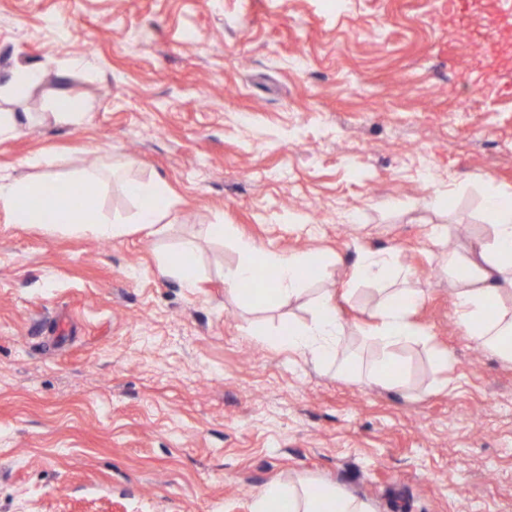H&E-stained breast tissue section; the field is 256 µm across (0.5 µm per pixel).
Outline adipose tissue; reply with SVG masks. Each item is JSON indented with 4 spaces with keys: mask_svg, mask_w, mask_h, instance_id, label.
Segmentation results:
<instances>
[{
    "mask_svg": "<svg viewBox=\"0 0 512 512\" xmlns=\"http://www.w3.org/2000/svg\"><path fill=\"white\" fill-rule=\"evenodd\" d=\"M50 180L31 181L0 172V208L7 210L17 224H49L73 235L92 233L116 238L126 232L121 224H103L95 217L94 205L77 198L69 207L53 204L34 206L45 197ZM125 190L139 203L136 221L142 226L158 224L169 214L172 203L165 189L156 182L126 181ZM490 224L483 236L466 241L459 249L444 255L448 281L459 308L462 331L478 346L512 361V195L489 198ZM238 262L224 272L230 294H238L241 282L253 277L259 267L276 270L277 280L270 290L274 300L308 298L310 322L289 326L287 334L270 335L277 347L306 354L317 363H337L338 373L354 378L362 385L404 387L408 369L401 349L419 343L423 332L410 313L423 295L410 275L394 280L389 254L362 251L354 265L351 283L378 286L379 298L370 311V327L361 334L373 345L375 355L365 364L340 354L350 328L341 318L331 291L308 292L302 268L316 264L322 278H330L334 264L310 253L288 255L263 251L252 242L236 239ZM254 512H371L362 499L333 486H316L302 478L279 481L266 488L256 499Z\"/></svg>",
    "mask_w": 512,
    "mask_h": 512,
    "instance_id": "1",
    "label": "adipose tissue"
}]
</instances>
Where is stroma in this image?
Segmentation results:
<instances>
[{"mask_svg":"<svg viewBox=\"0 0 512 512\" xmlns=\"http://www.w3.org/2000/svg\"><path fill=\"white\" fill-rule=\"evenodd\" d=\"M492 2L0 0V73L48 74L14 111H48L65 67L88 105L0 141V169L106 173L98 218L128 227L77 237L0 209V512H252L296 477L372 512H512V362L463 336L440 262L512 193V31L493 80H473ZM129 179L171 196L155 231ZM203 224L335 259L352 325L378 299L350 288L360 250L390 253L424 290L407 387L257 336L311 311L229 296L239 255ZM188 239L190 286L159 273Z\"/></svg>","mask_w":512,"mask_h":512,"instance_id":"35a3bbf8","label":"stroma"}]
</instances>
